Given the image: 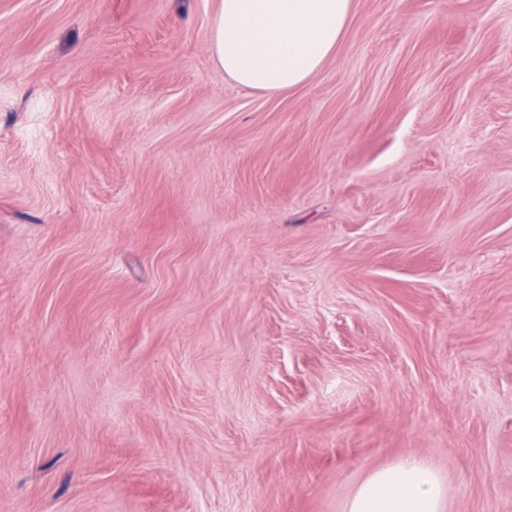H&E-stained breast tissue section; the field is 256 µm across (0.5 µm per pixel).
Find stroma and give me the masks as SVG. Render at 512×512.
Returning a JSON list of instances; mask_svg holds the SVG:
<instances>
[{
    "label": "stroma",
    "instance_id": "35a3bbf8",
    "mask_svg": "<svg viewBox=\"0 0 512 512\" xmlns=\"http://www.w3.org/2000/svg\"><path fill=\"white\" fill-rule=\"evenodd\" d=\"M221 0H0V512H512V0H352L268 94ZM446 487L429 464L407 458L372 473L348 502L347 512H445Z\"/></svg>",
    "mask_w": 512,
    "mask_h": 512
}]
</instances>
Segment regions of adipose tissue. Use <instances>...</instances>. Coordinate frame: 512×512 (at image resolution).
Listing matches in <instances>:
<instances>
[{
    "mask_svg": "<svg viewBox=\"0 0 512 512\" xmlns=\"http://www.w3.org/2000/svg\"><path fill=\"white\" fill-rule=\"evenodd\" d=\"M351 0H221L209 51L224 75L247 91L285 92L333 54ZM446 487L425 461L407 458L372 473L347 512H444Z\"/></svg>",
    "mask_w": 512,
    "mask_h": 512,
    "instance_id": "1",
    "label": "adipose tissue"
}]
</instances>
